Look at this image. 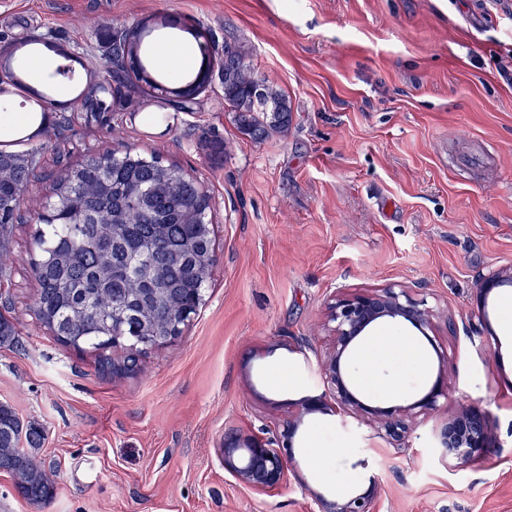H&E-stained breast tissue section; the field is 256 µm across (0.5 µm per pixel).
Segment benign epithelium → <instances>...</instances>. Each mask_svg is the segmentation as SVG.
I'll use <instances>...</instances> for the list:
<instances>
[{
	"instance_id": "benign-epithelium-1",
	"label": "benign epithelium",
	"mask_w": 512,
	"mask_h": 512,
	"mask_svg": "<svg viewBox=\"0 0 512 512\" xmlns=\"http://www.w3.org/2000/svg\"><path fill=\"white\" fill-rule=\"evenodd\" d=\"M503 284L512 286L511 270L482 278L479 303H484L487 294ZM327 318L332 323L331 348L320 364L327 390L301 401L275 439L224 436V448L220 453L225 470L259 492H269L286 479L292 460L293 438L305 416L330 411L343 418L363 419L372 425L380 438L399 448L412 420L437 410L439 398L448 397L447 369L442 368L431 390L419 401L407 406H369L359 398L342 365L350 346L381 321L409 323L421 331L433 328L434 313L426 307L425 301L411 297L403 288L385 286L336 296L328 306ZM491 448L489 417L480 408L469 406L440 426L430 451L442 464L460 466L483 457ZM375 490L376 483L372 479L370 488L364 493L348 494L334 501L322 498L321 512H372Z\"/></svg>"
}]
</instances>
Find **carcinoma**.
Returning <instances> with one entry per match:
<instances>
[{
  "mask_svg": "<svg viewBox=\"0 0 512 512\" xmlns=\"http://www.w3.org/2000/svg\"><path fill=\"white\" fill-rule=\"evenodd\" d=\"M155 25L197 41L205 37L199 28L166 16ZM153 31L119 25L103 35L104 65L115 67L116 85L109 90L87 84L75 97L78 112L61 106L52 123V146H33L28 136L0 140V278L47 149L61 150L82 124L122 125L127 115H137L130 110L135 103L151 109L156 121L170 108L192 112L199 104L200 72L176 74L175 60L161 62L144 45ZM57 53L56 75L68 81L71 62L81 59L61 47ZM248 58L242 42L224 39L218 78L239 131L261 140L288 127L291 104L258 76ZM25 66V61L17 67L1 63L0 69L13 85L47 99L48 94L16 80L15 70ZM212 211V198L200 182L155 152L125 145L112 153L87 154L81 164L61 171L45 212L38 215L35 249L25 258L37 284L30 315L77 349H110L112 338L122 336L136 350L158 345V336L180 335L203 302L215 264ZM17 336L15 324L0 314V345L18 343ZM42 439L38 425L23 422L10 405L0 403V471L37 505L55 493L54 481L33 453Z\"/></svg>",
  "mask_w": 512,
  "mask_h": 512,
  "instance_id": "cac0c4a2",
  "label": "carcinoma"
}]
</instances>
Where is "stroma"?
I'll use <instances>...</instances> for the list:
<instances>
[{"label":"stroma","mask_w":512,"mask_h":512,"mask_svg":"<svg viewBox=\"0 0 512 512\" xmlns=\"http://www.w3.org/2000/svg\"><path fill=\"white\" fill-rule=\"evenodd\" d=\"M171 15L245 43L285 92L287 131L237 129L218 84L170 124L95 125L46 153L30 208L64 165L117 142L158 152L215 206L205 303L134 371H100L26 315L27 266L0 279L21 345L0 346V402L44 427L36 456L55 496L36 505L0 471V512H319V498L366 491L375 512H512V287L479 307L481 277L512 264V0H0V39L36 32L81 56L73 99L98 70L100 35ZM221 137L223 159L205 142ZM392 285L425 300L435 328L397 330L426 353L345 363L371 406L408 405L440 366L448 397L396 452L368 425L305 417L281 487L261 493L225 470L230 432L279 434L295 403L324 390L325 310L335 293ZM493 424L482 459L448 469L432 430L462 408Z\"/></svg>","instance_id":"obj_1"}]
</instances>
